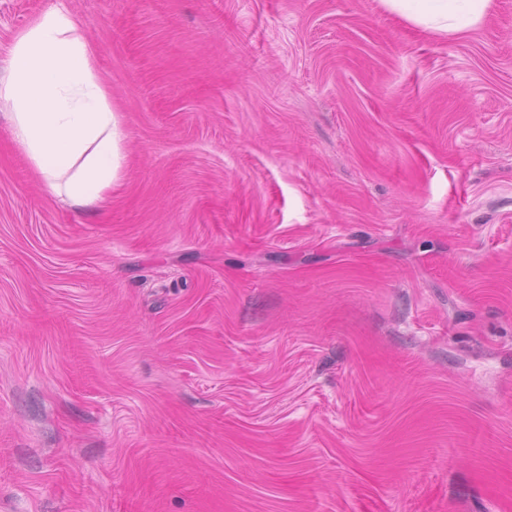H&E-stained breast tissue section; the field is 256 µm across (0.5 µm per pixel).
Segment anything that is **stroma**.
<instances>
[{"mask_svg": "<svg viewBox=\"0 0 512 512\" xmlns=\"http://www.w3.org/2000/svg\"><path fill=\"white\" fill-rule=\"evenodd\" d=\"M64 2L108 207L0 117V512H512V0ZM490 0H382L407 22L427 31L454 35L468 32L485 19Z\"/></svg>", "mask_w": 512, "mask_h": 512, "instance_id": "obj_1", "label": "stroma"}]
</instances>
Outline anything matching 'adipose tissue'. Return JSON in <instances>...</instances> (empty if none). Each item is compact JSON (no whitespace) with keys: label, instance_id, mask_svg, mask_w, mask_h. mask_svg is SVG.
<instances>
[{"label":"adipose tissue","instance_id":"ef3b65f1","mask_svg":"<svg viewBox=\"0 0 512 512\" xmlns=\"http://www.w3.org/2000/svg\"><path fill=\"white\" fill-rule=\"evenodd\" d=\"M425 30L454 35L485 19L490 0H382ZM94 46L64 4L12 38L0 69V115L47 192L83 206L107 203L123 167V132L97 76Z\"/></svg>","mask_w":512,"mask_h":512}]
</instances>
